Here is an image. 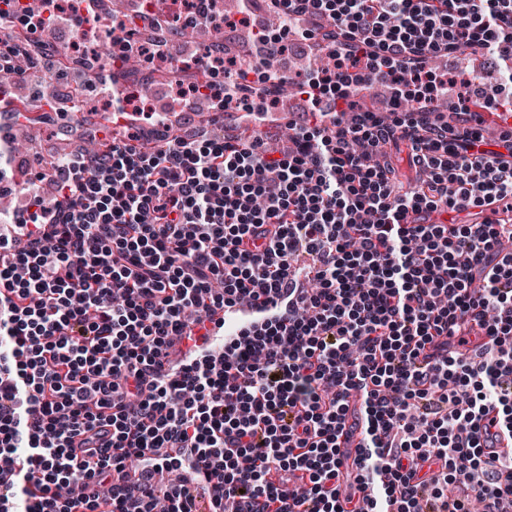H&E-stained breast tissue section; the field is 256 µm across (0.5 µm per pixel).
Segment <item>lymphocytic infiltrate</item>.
<instances>
[{"label":"lymphocytic infiltrate","instance_id":"1","mask_svg":"<svg viewBox=\"0 0 512 512\" xmlns=\"http://www.w3.org/2000/svg\"><path fill=\"white\" fill-rule=\"evenodd\" d=\"M327 29L325 66L299 83L318 120L287 146L211 139L234 102L264 120L282 80L283 34L256 25L250 59L220 95L198 86L208 122L160 150L138 137L80 151L55 196L34 194L0 233V512H512V214L479 224H408V210L491 208L512 199V130L493 150L474 128L433 121L448 95L432 58L484 49L496 68L483 104L512 116V0H274ZM0 0L42 30L121 24L97 0ZM57 50L0 53V98ZM386 120H338L373 82ZM405 146L423 185L401 191L389 150ZM288 313L222 355L219 310ZM475 324L489 344L449 349ZM359 393L364 438L342 488L340 438ZM141 474L177 472L164 484ZM80 489H72L74 476ZM456 494H447L450 485Z\"/></svg>","mask_w":512,"mask_h":512}]
</instances>
